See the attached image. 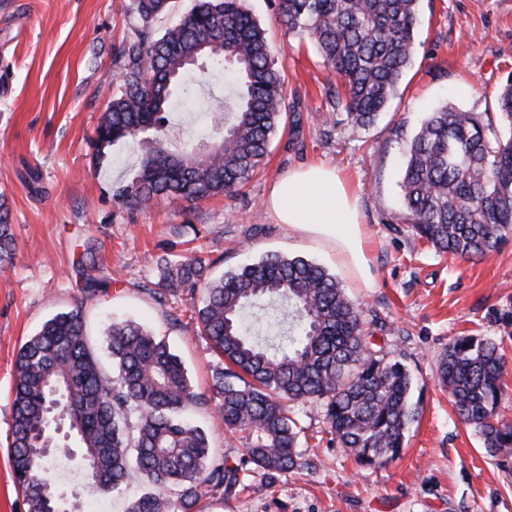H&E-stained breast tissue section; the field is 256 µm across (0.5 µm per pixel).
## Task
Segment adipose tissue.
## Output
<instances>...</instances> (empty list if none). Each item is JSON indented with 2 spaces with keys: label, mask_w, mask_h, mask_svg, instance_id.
Masks as SVG:
<instances>
[{
  "label": "adipose tissue",
  "mask_w": 512,
  "mask_h": 512,
  "mask_svg": "<svg viewBox=\"0 0 512 512\" xmlns=\"http://www.w3.org/2000/svg\"><path fill=\"white\" fill-rule=\"evenodd\" d=\"M266 206L275 222L290 232L330 245L356 279L369 284L367 234L360 221L359 198L335 168L298 167L270 185Z\"/></svg>",
  "instance_id": "adipose-tissue-1"
}]
</instances>
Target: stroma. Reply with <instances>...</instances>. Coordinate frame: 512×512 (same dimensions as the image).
Masks as SVG:
<instances>
[{
	"label": "stroma",
	"instance_id": "35a3bbf8",
	"mask_svg": "<svg viewBox=\"0 0 512 512\" xmlns=\"http://www.w3.org/2000/svg\"><path fill=\"white\" fill-rule=\"evenodd\" d=\"M129 0H0V197L16 243L0 267V512H26L9 463L12 364L26 337L60 311L81 308L88 341L104 366L109 322L131 319L165 337L183 358L198 392L213 395L216 357L198 335L194 303L163 306L150 286L167 252L193 247L212 275L267 253L301 256L327 267L363 310L365 329L386 358L415 376L423 414L402 457L358 468L328 447L323 408L293 405L305 435L297 470L247 478L228 498L208 495L204 512H512V474L499 470L479 437L456 419L435 368L456 336L493 339L508 358L499 418L512 422V240L472 264L436 254L420 240L401 202L402 149L444 104L498 121L497 96L512 78V0H421L414 63L377 122L353 127L328 95L331 74L315 45L289 34L273 0H247L266 28L286 80V130L267 165L237 194L190 203L165 199L130 210L117 187L138 159L126 143L97 157L95 130L112 99V49L138 21ZM228 89L211 77L172 125L205 142L208 112ZM336 167L360 196L373 280L355 287L326 249L273 223L264 208L271 182L301 165ZM35 171L36 186L24 176ZM100 257L112 277L104 292L75 283L73 262ZM180 324H173L172 315Z\"/></svg>",
	"mask_w": 512,
	"mask_h": 512
}]
</instances>
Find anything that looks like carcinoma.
Segmentation results:
<instances>
[{
    "mask_svg": "<svg viewBox=\"0 0 512 512\" xmlns=\"http://www.w3.org/2000/svg\"><path fill=\"white\" fill-rule=\"evenodd\" d=\"M246 0H192L177 25L153 32L172 0H130L141 26L114 48L120 81L96 128L97 155L120 142L145 145L139 167L114 198L130 208L160 198L190 202L232 194L265 165L288 104L266 29ZM421 0H275L288 32L315 43L341 81L333 105L350 122L373 125L417 51ZM230 76L224 111L213 114L208 142L181 138L167 114L191 101L201 80L191 61ZM501 125L445 105L406 145L403 206L416 235L438 253L476 262L512 236V79L498 95ZM15 240L0 200V265L13 262ZM83 291L110 278L90 251L74 264ZM200 258L161 257L155 300L201 294L200 335L218 361L216 425L238 440V460L218 462L205 429L186 417L209 403L191 386L169 346L140 324L114 320L105 332L114 375L89 346L81 309L60 312L18 348L13 362L9 462L28 512H48L58 487L53 462L71 457L54 436L64 421L85 470L82 485L104 496L135 481L152 489L126 512H196L208 494L235 492L250 473L285 476L298 465L301 428L290 402L323 406L326 433L360 467L400 458L420 411L412 374L385 358L364 334L361 311L336 276L301 257L267 254L223 276L206 277ZM286 333L267 335L271 310ZM506 368L502 347L474 335L448 344L436 367L459 421L479 436L488 457L512 472V423L495 418Z\"/></svg>",
    "mask_w": 512,
    "mask_h": 512,
    "instance_id": "obj_1",
    "label": "carcinoma"
}]
</instances>
